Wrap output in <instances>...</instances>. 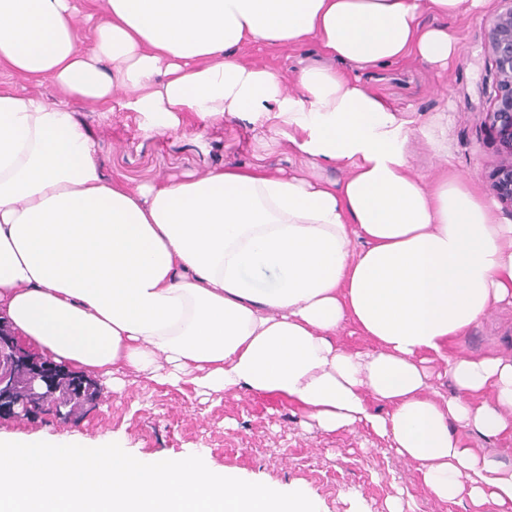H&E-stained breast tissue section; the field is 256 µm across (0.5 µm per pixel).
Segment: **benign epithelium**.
I'll return each mask as SVG.
<instances>
[{"instance_id": "1", "label": "benign epithelium", "mask_w": 512, "mask_h": 512, "mask_svg": "<svg viewBox=\"0 0 512 512\" xmlns=\"http://www.w3.org/2000/svg\"><path fill=\"white\" fill-rule=\"evenodd\" d=\"M487 25L486 47L495 66V97L484 112L485 124L499 145L500 160L490 175L491 189L501 204L512 209V0ZM95 383L71 375L23 347L8 323L0 319V417H25L45 407L66 422L74 415V400L93 402Z\"/></svg>"}]
</instances>
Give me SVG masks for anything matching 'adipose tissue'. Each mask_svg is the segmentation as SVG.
<instances>
[{"label":"adipose tissue","instance_id":"1","mask_svg":"<svg viewBox=\"0 0 512 512\" xmlns=\"http://www.w3.org/2000/svg\"><path fill=\"white\" fill-rule=\"evenodd\" d=\"M490 0H0V317L44 358L208 394H276L327 432L363 426L437 499L512 512V466L462 431L512 433V357L448 353L512 304V224L474 182H423L411 133L357 72L414 55L447 65L441 19ZM435 17L421 25V15ZM316 45L293 83L245 64L254 43ZM121 95L142 128L248 113L286 130L307 169H214L132 184L106 175L71 103ZM344 165L342 180L323 178ZM353 326L373 348L336 336ZM445 363L451 394L426 362ZM493 389L494 401L481 399Z\"/></svg>","mask_w":512,"mask_h":512}]
</instances>
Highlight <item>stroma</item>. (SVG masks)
I'll return each instance as SVG.
<instances>
[{"mask_svg":"<svg viewBox=\"0 0 512 512\" xmlns=\"http://www.w3.org/2000/svg\"><path fill=\"white\" fill-rule=\"evenodd\" d=\"M488 13L476 11L447 24L457 51L447 68L416 57L361 71L366 87L413 128L406 149L414 173L432 180L444 168L473 179L491 196L488 175L498 146L483 123L495 96L494 64L485 50ZM89 124L106 172L131 183L179 180L215 168L262 164L276 173L304 166L305 156L282 131L247 113L219 124L189 119L176 131L148 132L134 113L113 105L101 113L75 103ZM431 126L435 140L422 127ZM512 342V306H502L453 338L449 353L484 356ZM122 394L101 390L96 402L59 421L50 411L0 418V437L76 435L91 444L118 443L145 458H174L205 451L220 470L270 486L299 485L317 495L322 512H382L387 497L402 495L414 512H469L445 503L423 485L413 463L397 458L385 440L366 429L326 433L303 424L297 405L277 395H195L162 387L132 370L122 373Z\"/></svg>","mask_w":512,"mask_h":512,"instance_id":"1","label":"stroma"}]
</instances>
